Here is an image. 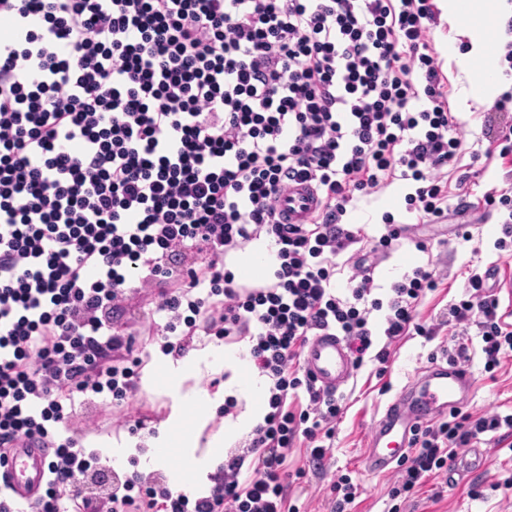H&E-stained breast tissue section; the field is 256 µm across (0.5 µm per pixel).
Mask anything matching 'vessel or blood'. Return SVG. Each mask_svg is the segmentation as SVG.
Returning <instances> with one entry per match:
<instances>
[{"label":"vessel or blood","mask_w":512,"mask_h":512,"mask_svg":"<svg viewBox=\"0 0 512 512\" xmlns=\"http://www.w3.org/2000/svg\"><path fill=\"white\" fill-rule=\"evenodd\" d=\"M319 198L311 186L292 184L276 202L286 224L305 223L317 209ZM304 368L322 392L337 393L350 380L355 363L347 341L340 336L321 333L313 336L302 355ZM471 393L469 371L451 362L435 366L430 374L405 387L376 421L364 456L368 473L390 471L409 449L412 432L429 417L459 408ZM49 453L18 441L9 449L4 468L12 496L35 506L45 483Z\"/></svg>","instance_id":"vessel-or-blood-1"}]
</instances>
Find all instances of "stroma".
<instances>
[{"instance_id":"stroma-1","label":"stroma","mask_w":512,"mask_h":512,"mask_svg":"<svg viewBox=\"0 0 512 512\" xmlns=\"http://www.w3.org/2000/svg\"><path fill=\"white\" fill-rule=\"evenodd\" d=\"M450 35L449 24L441 19L431 24L428 34L441 69L443 91L461 125L463 139L456 162L444 172L451 211L448 220L422 222L419 213L408 209L405 201L411 185L399 180L355 193L342 218L343 224L361 236L360 243L352 246V254L376 266L374 283L380 289V298H387L392 285L414 268L434 272L437 287L419 303L416 321L437 325V334L429 339L411 331L390 342L383 334V313H374V345L388 347L389 361L383 366L366 360L343 388V412L334 426L324 470L310 467L305 442H297L288 452L289 470L301 468L306 472L288 488V499L300 512H331L330 487L344 474L357 488L356 499L345 512H388L392 505L388 492L396 472L373 475L362 465L372 425L400 390L436 360L465 354L464 364L473 381L466 412L512 413V352L502 356L500 367L486 371L477 328L464 330L441 321L449 305L464 298L471 271L497 269L512 274V256L495 247L504 212L486 202L489 194L512 181V158L502 157L494 149L486 129L492 122L512 121V115L495 116L489 104L469 102L470 80L480 74L481 62L474 58L462 65L446 54L443 43ZM393 222L412 225L413 230L396 241L387 254L373 253L376 241ZM159 300L158 289H132L118 317L119 324L138 333L135 354L141 360L140 370H152L151 382L139 383L134 396L120 407L113 405L110 394L93 397L79 409L76 418L55 425L54 432L61 439H76L79 446L95 453L102 468L121 475L136 471L160 478L172 487H189L197 494L207 489L209 476L219 464L217 458L208 456V442L223 433L229 417L239 416L246 408L241 397L236 398L229 412L217 404V397L224 393L223 384L234 375L249 379L256 369L247 362L235 374L215 360V351L226 346L215 336L188 337L182 356L164 354L158 332L166 319L155 312ZM207 399L213 400V407L196 411L195 402ZM176 416L188 429L199 431L198 447L159 446V438ZM136 417L143 418L144 427L134 431L129 421ZM510 476L512 449L494 447L484 469L462 473L450 483L441 476L429 479L411 498L402 501L400 512H512V489L502 485ZM437 487L443 490L438 500L433 497Z\"/></svg>"}]
</instances>
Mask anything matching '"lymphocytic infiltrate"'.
<instances>
[{"mask_svg":"<svg viewBox=\"0 0 512 512\" xmlns=\"http://www.w3.org/2000/svg\"><path fill=\"white\" fill-rule=\"evenodd\" d=\"M429 0H0V457L21 438L50 451L39 512H61L77 481L95 479V454L56 439L71 417L64 397L129 399L133 333L115 317L131 284L160 291L162 349L203 330L249 339L268 377V410L242 450L189 498L156 478H113L111 512H286L284 464L297 440L322 469L340 416L302 352L330 331L356 364L373 350L370 315L384 311L387 341L416 324L436 287L418 267L387 299L355 262L336 287V260L357 243L342 218L354 192L416 182L408 205L437 224L441 183L463 140L441 91L427 33ZM421 75L424 89L413 77ZM310 185L320 207L305 224L279 221L288 182ZM265 239L268 278L247 284L224 260ZM200 260L182 272V249ZM451 321L475 325L486 369L512 351V324L485 277L471 272ZM512 444V414L418 427L393 496L447 471L458 449L485 435Z\"/></svg>","mask_w":512,"mask_h":512,"instance_id":"obj_1","label":"lymphocytic infiltrate"}]
</instances>
